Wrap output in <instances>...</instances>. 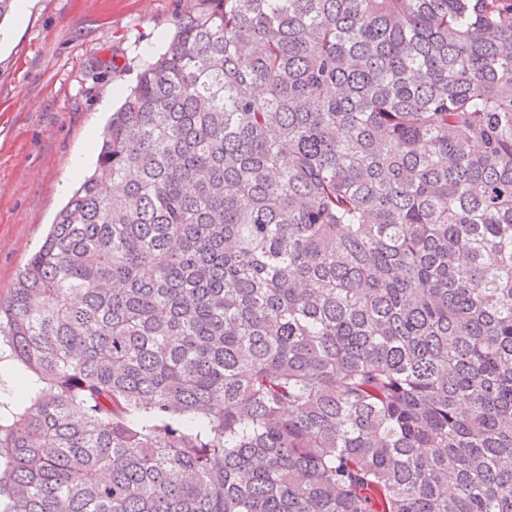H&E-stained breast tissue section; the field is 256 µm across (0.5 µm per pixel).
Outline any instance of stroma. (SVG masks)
<instances>
[{
    "label": "stroma",
    "mask_w": 512,
    "mask_h": 512,
    "mask_svg": "<svg viewBox=\"0 0 512 512\" xmlns=\"http://www.w3.org/2000/svg\"><path fill=\"white\" fill-rule=\"evenodd\" d=\"M192 0H28L0 21V301Z\"/></svg>",
    "instance_id": "obj_1"
}]
</instances>
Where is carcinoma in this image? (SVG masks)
<instances>
[{
    "instance_id": "1",
    "label": "carcinoma",
    "mask_w": 512,
    "mask_h": 512,
    "mask_svg": "<svg viewBox=\"0 0 512 512\" xmlns=\"http://www.w3.org/2000/svg\"><path fill=\"white\" fill-rule=\"evenodd\" d=\"M2 344L0 512H512V0H197Z\"/></svg>"
}]
</instances>
